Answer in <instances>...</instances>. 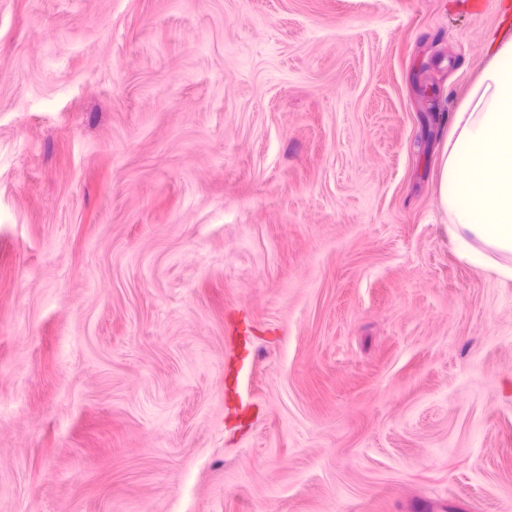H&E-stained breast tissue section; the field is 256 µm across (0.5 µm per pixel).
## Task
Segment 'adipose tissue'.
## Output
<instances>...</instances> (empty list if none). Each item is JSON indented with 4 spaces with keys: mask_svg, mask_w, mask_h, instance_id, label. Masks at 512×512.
I'll return each mask as SVG.
<instances>
[{
    "mask_svg": "<svg viewBox=\"0 0 512 512\" xmlns=\"http://www.w3.org/2000/svg\"><path fill=\"white\" fill-rule=\"evenodd\" d=\"M490 58L453 115L438 165V200L474 267L512 277V36Z\"/></svg>",
    "mask_w": 512,
    "mask_h": 512,
    "instance_id": "adipose-tissue-1",
    "label": "adipose tissue"
}]
</instances>
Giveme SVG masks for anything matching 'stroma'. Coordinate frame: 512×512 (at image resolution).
<instances>
[{
	"mask_svg": "<svg viewBox=\"0 0 512 512\" xmlns=\"http://www.w3.org/2000/svg\"><path fill=\"white\" fill-rule=\"evenodd\" d=\"M503 3L0 0V512H512L421 119Z\"/></svg>",
	"mask_w": 512,
	"mask_h": 512,
	"instance_id": "obj_1",
	"label": "stroma"
}]
</instances>
